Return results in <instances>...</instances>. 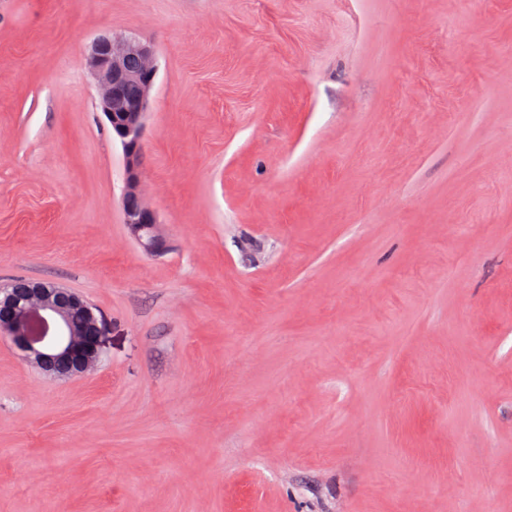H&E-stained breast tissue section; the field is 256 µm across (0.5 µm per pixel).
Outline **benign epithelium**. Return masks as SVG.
I'll use <instances>...</instances> for the list:
<instances>
[{
	"mask_svg": "<svg viewBox=\"0 0 512 512\" xmlns=\"http://www.w3.org/2000/svg\"><path fill=\"white\" fill-rule=\"evenodd\" d=\"M131 58L138 61L135 71L127 68ZM82 64L95 80L99 107L123 149L124 224L145 252L161 255L167 240L141 180L143 129L157 75L155 51L134 36L109 33L91 44ZM132 83L141 85V94L130 102L126 91ZM102 335L93 306L71 288L23 277L0 287V338H7L28 366L50 379L83 377L102 357Z\"/></svg>",
	"mask_w": 512,
	"mask_h": 512,
	"instance_id": "1",
	"label": "benign epithelium"
}]
</instances>
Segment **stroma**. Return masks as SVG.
<instances>
[{
    "mask_svg": "<svg viewBox=\"0 0 512 512\" xmlns=\"http://www.w3.org/2000/svg\"><path fill=\"white\" fill-rule=\"evenodd\" d=\"M156 51L142 180L81 59ZM0 512H512V0H0ZM77 313L81 325L74 323ZM102 335L93 306L71 288L23 277L0 287V338L45 377H83L102 357Z\"/></svg>",
    "mask_w": 512,
    "mask_h": 512,
    "instance_id": "stroma-1",
    "label": "stroma"
}]
</instances>
